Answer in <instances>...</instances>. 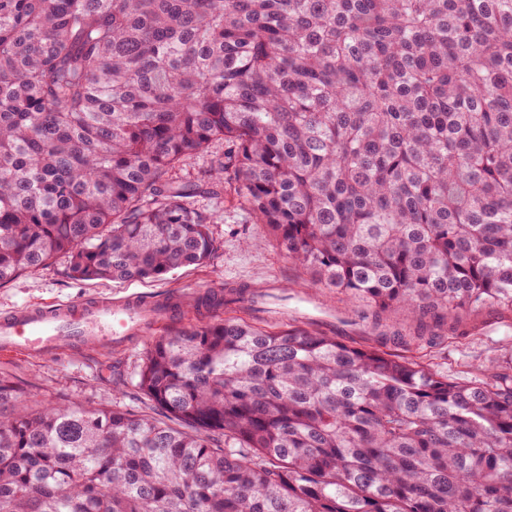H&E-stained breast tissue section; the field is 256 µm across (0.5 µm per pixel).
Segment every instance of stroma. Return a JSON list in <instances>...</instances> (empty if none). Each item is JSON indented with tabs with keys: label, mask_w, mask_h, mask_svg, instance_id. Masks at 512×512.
<instances>
[{
	"label": "stroma",
	"mask_w": 512,
	"mask_h": 512,
	"mask_svg": "<svg viewBox=\"0 0 512 512\" xmlns=\"http://www.w3.org/2000/svg\"><path fill=\"white\" fill-rule=\"evenodd\" d=\"M219 248L202 267L178 268L162 280L75 281L64 274L65 256L53 264L27 270L0 286V315L27 305L75 304L102 299L173 297L171 316L153 324L121 348L96 349L69 345L50 359L23 354L0 355V375L32 391L43 406L62 400H78L92 406L148 412L149 404L136 383L152 341L170 330L208 322L212 311L202 305L207 294L223 293L228 286L258 287L279 293L289 291L308 297L332 317L353 309L347 295L328 288L312 287L303 268L288 257L284 246L266 225L252 223L247 211L232 194L224 196V221L215 225ZM417 359L449 378L468 382L482 379L485 365L512 362V327L488 321L485 330L465 339L448 338L442 347H421Z\"/></svg>",
	"instance_id": "35a3bbf8"
}]
</instances>
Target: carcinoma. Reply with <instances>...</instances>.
<instances>
[{
  "label": "carcinoma",
  "instance_id": "obj_1",
  "mask_svg": "<svg viewBox=\"0 0 512 512\" xmlns=\"http://www.w3.org/2000/svg\"><path fill=\"white\" fill-rule=\"evenodd\" d=\"M219 141L205 185L173 177ZM226 192L365 342L168 332L151 414L0 377V512H512V363L408 355L512 316V0H0V285L200 265Z\"/></svg>",
  "mask_w": 512,
  "mask_h": 512
}]
</instances>
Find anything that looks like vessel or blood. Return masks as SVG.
Instances as JSON below:
<instances>
[{"label":"vessel or blood","mask_w":512,"mask_h":512,"mask_svg":"<svg viewBox=\"0 0 512 512\" xmlns=\"http://www.w3.org/2000/svg\"><path fill=\"white\" fill-rule=\"evenodd\" d=\"M157 314L133 299L23 308L0 317V351L47 359L67 341L119 344Z\"/></svg>","instance_id":"1"}]
</instances>
